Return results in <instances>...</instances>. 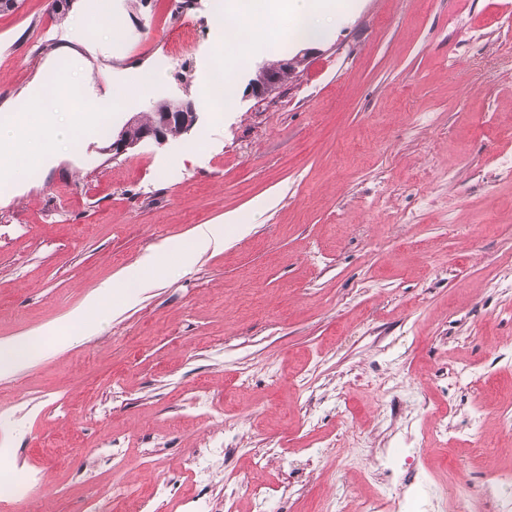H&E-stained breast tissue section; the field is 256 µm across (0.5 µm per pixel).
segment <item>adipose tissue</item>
Returning <instances> with one entry per match:
<instances>
[{
	"mask_svg": "<svg viewBox=\"0 0 512 512\" xmlns=\"http://www.w3.org/2000/svg\"><path fill=\"white\" fill-rule=\"evenodd\" d=\"M333 0H225L223 9L217 10L214 26L217 31L231 33L246 27L251 31L249 41L238 44L239 56H248L253 44L277 41L286 35L297 40H315L326 31L323 14L335 13ZM287 17L286 31H278L275 22ZM39 129L54 136H68V128L59 126L57 115L49 105L39 111L23 107L6 121L0 122V172L16 173L20 168L37 165L43 156L32 130Z\"/></svg>",
	"mask_w": 512,
	"mask_h": 512,
	"instance_id": "ef3b65f1",
	"label": "adipose tissue"
}]
</instances>
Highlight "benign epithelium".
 I'll use <instances>...</instances> for the list:
<instances>
[{"instance_id": "obj_1", "label": "benign epithelium", "mask_w": 512, "mask_h": 512, "mask_svg": "<svg viewBox=\"0 0 512 512\" xmlns=\"http://www.w3.org/2000/svg\"><path fill=\"white\" fill-rule=\"evenodd\" d=\"M311 51L306 50L292 57L280 60L272 66H263L256 71L254 78L250 80L248 90L255 97H263L278 88L281 84L280 75L286 72L293 75L298 72ZM196 120V112L193 104L184 100H168L163 106L153 112V118L148 124H143L141 117L130 118L124 126L112 136V144L109 149L115 155L126 152L144 140H154L163 143L168 139L172 129L177 128L186 131L191 128ZM140 129L138 136L131 135L132 130Z\"/></svg>"}]
</instances>
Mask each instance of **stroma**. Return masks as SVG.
<instances>
[{
	"label": "stroma",
	"instance_id": "35a3bbf8",
	"mask_svg": "<svg viewBox=\"0 0 512 512\" xmlns=\"http://www.w3.org/2000/svg\"><path fill=\"white\" fill-rule=\"evenodd\" d=\"M304 67L265 99L258 67L299 44L225 54L220 0H20L0 11V121L48 95L41 79L106 101V128L75 127L40 166L0 178V342L63 322L84 299L158 253L161 272L114 299L92 335L47 342L0 374V448L49 495L41 512H91L125 483L169 482L162 512H249L257 457L267 512H316L374 482L379 449L414 451L442 405L455 441L418 458L432 512H448L470 459L472 402L512 449V61L499 57L512 0H335ZM119 29H110L109 19ZM227 57L238 95H201ZM151 77L144 97L120 83ZM65 112L78 98L59 95ZM193 103L194 126L164 143L108 153L113 131L156 102ZM233 218L224 247L184 262L201 224ZM473 369L458 384L459 363ZM168 430L156 445L155 427ZM121 437L125 468L100 447ZM229 452L198 482L186 460L204 438Z\"/></svg>",
	"mask_w": 512,
	"mask_h": 512
}]
</instances>
